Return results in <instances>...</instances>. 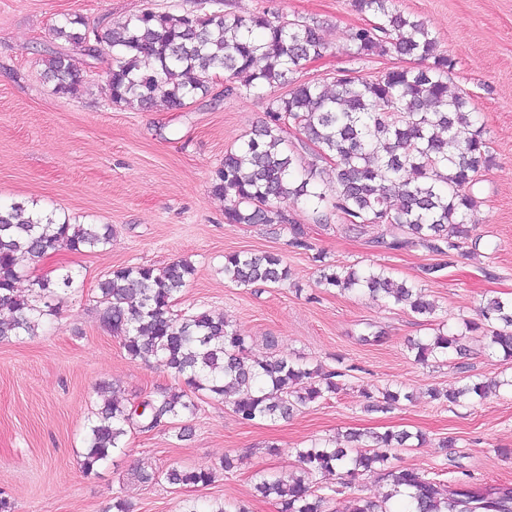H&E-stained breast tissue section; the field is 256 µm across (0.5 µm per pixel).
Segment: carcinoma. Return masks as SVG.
I'll return each instance as SVG.
<instances>
[{"mask_svg":"<svg viewBox=\"0 0 512 512\" xmlns=\"http://www.w3.org/2000/svg\"><path fill=\"white\" fill-rule=\"evenodd\" d=\"M377 22L351 33L358 59L395 53L419 66L383 71L371 78L343 70L331 87L299 82L295 74L321 56L328 45L315 22L282 21L266 12L248 15L146 9L122 22L91 27L78 15L64 17L51 35L107 64L105 90L115 105L149 108L162 101L180 110L187 101L208 95L214 79L224 77V95L242 91L261 94L286 85L288 94L271 100L268 120L224 152L213 171L211 192L225 201L229 224H286L291 245L309 250L305 227L289 208L308 206L331 211L345 223L382 227L372 243L384 250L421 247L453 261L479 247L467 223L477 206L473 187L493 162L477 124L470 97L448 92L455 60L439 50L437 36L422 21L393 7L392 0H352ZM44 81L61 95L74 96L83 78L73 57L53 52L44 63ZM301 131L318 148L333 173L331 186L313 164L298 167L284 132ZM112 243L109 224L59 221L23 203L0 206V340L35 336L40 325L58 311L50 303L64 301L61 292L75 283L67 272L56 281L37 277L30 294L18 292L19 259H35L69 250L93 252ZM194 274L193 265L178 260L164 267L128 265L112 270L98 284L102 322L118 338L127 355L148 361L174 375L179 387L163 389L137 411L105 398L84 438L82 469L96 472L115 452L127 448L133 426L145 431L194 415L198 400L221 399L243 422L286 419L294 411L336 394L339 373L309 368L286 355H248V336L208 310L179 313L178 295ZM224 279L236 286L276 285L288 280L283 260L270 252L233 253L224 257ZM321 280L329 288L357 291L374 301L392 303L431 317L436 304L417 283L395 280L384 268L358 270L326 265ZM483 322L463 320L458 331H438L410 346L415 361L448 359L464 354L463 339L478 333L488 346L512 360V300L492 298L482 310ZM512 379L471 380L431 397L458 405L487 398ZM411 395L385 390L372 407L391 411ZM407 431L364 435L352 433L350 445L336 442L296 449L297 472L286 478L261 479L257 492L279 501L280 512H325L327 497L310 486L315 474L336 477L334 494L355 491L354 481L384 464L389 454L407 447ZM391 485L382 499L357 497L353 512H391L389 502L409 498L406 512H512V487L483 492L467 483L441 488L414 468L384 473ZM211 471L172 468L171 485L214 481Z\"/></svg>","mask_w":512,"mask_h":512,"instance_id":"carcinoma-1","label":"carcinoma"}]
</instances>
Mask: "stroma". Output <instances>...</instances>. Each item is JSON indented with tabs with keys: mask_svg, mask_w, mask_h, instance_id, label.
Masks as SVG:
<instances>
[{
	"mask_svg": "<svg viewBox=\"0 0 512 512\" xmlns=\"http://www.w3.org/2000/svg\"><path fill=\"white\" fill-rule=\"evenodd\" d=\"M403 13L425 22L456 66L449 89L470 96L485 127L493 165L475 185L469 216L480 252L456 257L427 284L438 306L434 319L364 296L324 288L320 265L387 269L414 281L439 256L420 248L387 251L373 246V226L355 231L342 218L317 222L312 210L292 209L311 250L293 248L282 224H228L224 201L211 193L214 169L266 119L270 98L227 96L221 84L179 110L156 103L144 110L112 104L98 70L83 67L76 96H63L42 78L43 61L66 50L52 25L78 14L89 25L122 21L147 8L268 11L287 20L315 21L329 51L308 64L298 81L323 83L339 71L370 76L413 59L394 55L360 61L350 34L370 15L351 0H0V202L37 204L74 224H108L112 243L100 252H58L23 259L20 291L32 279L79 271L56 316L37 335L0 342V495L14 512H103L113 497L131 512H181L186 502L224 501L248 512H279L275 500L257 495L260 478L295 472L296 449L350 430L422 432V444L402 449L393 467H411L441 483L458 479L478 488L512 485V389L460 406L432 399L428 391L472 378H510L512 361L467 340L465 355L416 363L407 342L434 335L437 326L479 320L486 299L512 297V0H393ZM270 251L283 257L290 279L279 286L239 287L224 279L228 252ZM190 261L195 272L178 309L223 314L250 338L251 354L303 358L313 367L339 371L330 398L287 420H238L230 406L207 398L187 421L192 437L176 438L161 426L131 430L126 452L85 476L80 465L86 426L101 401L95 387L106 381L119 399L136 405L178 381L155 362L131 359L100 323L98 284L113 269L163 267ZM380 331L367 344V329ZM400 387L412 400L388 413L368 410L367 394ZM239 460L219 470L224 454ZM172 467L216 470L210 485L164 481ZM151 481H143V474Z\"/></svg>",
	"mask_w": 512,
	"mask_h": 512,
	"instance_id": "1",
	"label": "stroma"
}]
</instances>
